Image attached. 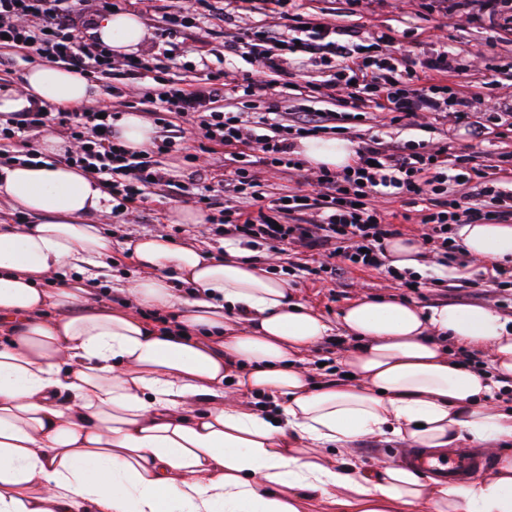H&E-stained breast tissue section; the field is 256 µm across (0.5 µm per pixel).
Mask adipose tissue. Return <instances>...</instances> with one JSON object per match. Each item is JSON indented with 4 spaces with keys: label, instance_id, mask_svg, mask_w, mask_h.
<instances>
[{
    "label": "adipose tissue",
    "instance_id": "ef3b65f1",
    "mask_svg": "<svg viewBox=\"0 0 512 512\" xmlns=\"http://www.w3.org/2000/svg\"><path fill=\"white\" fill-rule=\"evenodd\" d=\"M115 57L146 36L139 15L96 27ZM96 91L64 67L35 64L0 86V116L71 107ZM38 164L0 167V207L33 216L0 228V512H512V409L491 405L512 381V320L483 305L361 298L336 319L296 303L287 280L236 241L222 256L153 233L123 243L136 269L122 308L88 305L112 265L98 215L112 198L44 138ZM311 167L352 164L351 143L307 138ZM464 252L512 262L511 224H462ZM171 313V328L140 308ZM350 340L347 375L313 383L323 339ZM486 351L467 368L445 342ZM400 441L430 453L487 447L491 477L429 483L406 464L358 470L351 442Z\"/></svg>",
    "mask_w": 512,
    "mask_h": 512
}]
</instances>
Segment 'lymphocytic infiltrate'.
Segmentation results:
<instances>
[{
  "instance_id": "1",
  "label": "lymphocytic infiltrate",
  "mask_w": 512,
  "mask_h": 512,
  "mask_svg": "<svg viewBox=\"0 0 512 512\" xmlns=\"http://www.w3.org/2000/svg\"><path fill=\"white\" fill-rule=\"evenodd\" d=\"M93 24L86 0H0V50L36 54L95 82L111 73L112 58L105 47L85 36ZM279 42L289 52L332 63L334 72L326 87L346 91L341 112L304 110L288 117L276 101L257 118L218 111L227 75L202 60L191 88L171 81L163 91L144 93V101L153 106L156 126L150 148L132 152L119 141L114 129L118 114L112 107L79 105L64 112L38 107L15 113L6 127H0V162L32 156V136L60 127L75 144L67 162L100 180L120 208L136 203L148 188L172 195L192 188L199 203L209 206L211 174L198 165L196 156L181 151L185 129H193L203 150L231 148L233 170L227 185L246 199L245 206L225 208L220 234L249 246L260 242L272 249L301 247L306 253L304 270L310 275L324 272L319 258L326 253L340 255L344 265L360 270L383 265L385 246L395 231L367 199L378 187L393 195H428L430 205L423 209L420 222L428 228L423 241L435 252L456 249L452 225L512 221V190L500 188L479 164L456 166L444 147L376 138L358 148L352 165L337 172H314V190L266 198L258 190L259 167L304 171L305 163L295 153L296 139L322 130L325 122L347 120L348 110L364 102L397 113L402 120L418 112L451 111L462 118L472 108L468 98L449 94L439 85L416 86V70L369 54L363 43L335 26L310 27L298 17L286 25ZM252 145L258 156L248 154ZM173 152L182 153L186 164L179 178L158 161L159 155Z\"/></svg>"
}]
</instances>
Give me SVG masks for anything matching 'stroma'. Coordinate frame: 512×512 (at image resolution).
<instances>
[{
  "instance_id": "stroma-1",
  "label": "stroma",
  "mask_w": 512,
  "mask_h": 512,
  "mask_svg": "<svg viewBox=\"0 0 512 512\" xmlns=\"http://www.w3.org/2000/svg\"><path fill=\"white\" fill-rule=\"evenodd\" d=\"M295 14L366 38L381 31L389 33L390 43L377 46V53L398 58L406 65L443 49L453 51L459 69L436 77L435 82L469 97L473 105L465 119L451 113L419 112L403 121L394 120L392 113L365 107L359 117L334 130V137L356 147L374 135L384 141L423 142L432 147L446 144L454 155L478 156L486 166L496 165L499 154L512 152V127L504 121H491L486 108L489 100L512 97V28L495 15L472 17L468 6L457 5L455 0H230L223 25L196 20L192 37L181 39L175 58L158 62L156 74L159 80L175 77L188 85L195 64L204 58L212 68L224 69L233 78L261 76L270 85L274 99H287L290 108H300L304 101L298 87L322 84L329 73L326 65L302 53H290L284 75H262L250 47L238 41L242 29L283 26ZM232 43L237 46L233 52L228 49ZM477 122L484 125L479 141L470 135L471 124ZM196 205L190 196L175 198L148 191L137 210L122 220L104 219L102 228L116 242L163 231L175 243H195L221 254L224 239L212 231L213 222L220 219L218 211H210L206 224L167 223L171 209ZM252 253L256 259L268 260L273 275L287 279L298 300L331 319L346 304L363 296L393 297L423 307L480 304L512 317V275L497 274L489 262L465 257L445 265L434 262L421 274L423 287L414 289L400 286L382 269H342L337 257L327 259L326 264L338 267V274L324 273L315 278L299 270L300 259L294 250L275 253L263 245L253 248Z\"/></svg>"
}]
</instances>
